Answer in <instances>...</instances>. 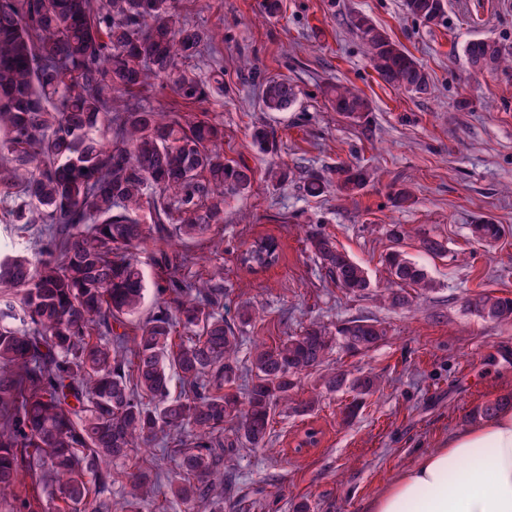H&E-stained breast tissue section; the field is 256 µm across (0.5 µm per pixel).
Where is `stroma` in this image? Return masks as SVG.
Segmentation results:
<instances>
[{"label":"stroma","instance_id":"stroma-1","mask_svg":"<svg viewBox=\"0 0 512 512\" xmlns=\"http://www.w3.org/2000/svg\"><path fill=\"white\" fill-rule=\"evenodd\" d=\"M261 0H191L186 20L215 33L218 51L195 59L203 74H224V91L206 108L224 124V158L255 172L250 193L228 197L223 244H190L206 275L224 268V318L241 310L259 316L242 333L267 343L299 333L312 323L337 331L345 321H381L387 339L355 356L334 348L327 367L370 372L382 379L353 418L346 392L317 395L318 372L302 377L295 397L316 398L306 417L277 409L267 449H236L224 459L236 483L225 492L224 512H368L370 499L420 455L472 426V409L512 392V322L495 323L466 307L471 295L490 291L512 297V62L487 72L470 66L469 40L487 39L512 53V0H448L445 17L426 24L406 14L403 0H282L279 15ZM368 15L411 53L429 76L428 94L385 84L350 24ZM284 76L296 102L285 112L262 108V81ZM356 87L370 101L366 120L336 112L328 85ZM273 131L275 154L252 142L254 127ZM278 161L288 177L271 185L267 169ZM360 167L367 185L348 197L330 189L312 197L310 175L336 165ZM409 189L412 203L395 195ZM501 224L502 236L474 242L469 226L481 217ZM404 235L392 242L389 230ZM321 230L386 286L380 257L399 245L422 264L433 283L411 310H394L377 295L353 298L326 277L307 248ZM434 236L446 254L424 252ZM280 244L278 263L253 273L238 256L255 239ZM317 447L298 449L307 429Z\"/></svg>","mask_w":512,"mask_h":512}]
</instances>
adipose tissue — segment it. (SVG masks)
<instances>
[{"label": "adipose tissue", "mask_w": 512, "mask_h": 512, "mask_svg": "<svg viewBox=\"0 0 512 512\" xmlns=\"http://www.w3.org/2000/svg\"><path fill=\"white\" fill-rule=\"evenodd\" d=\"M369 512H512V410L420 456L370 500Z\"/></svg>", "instance_id": "1"}]
</instances>
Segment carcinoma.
Here are the masks:
<instances>
[{"label":"carcinoma","mask_w":512,"mask_h":512,"mask_svg":"<svg viewBox=\"0 0 512 512\" xmlns=\"http://www.w3.org/2000/svg\"><path fill=\"white\" fill-rule=\"evenodd\" d=\"M404 7L436 23L447 0ZM351 24L386 83L427 91L428 74L385 30L365 14ZM212 42L182 17L180 0H0V210L34 231L31 253L0 252V288L9 289L0 293V501L13 512H112L115 486L130 488L123 512H197L214 480H224V456L267 446L277 407L314 410L313 397L293 401L303 374L338 343L362 353L387 338L381 322L354 318L335 335L312 323L275 344L252 340L224 321L223 267L206 281L183 274L197 260L175 246L215 241L226 195L244 196L254 182L250 168L224 161L223 124L194 110L224 90L223 73L204 77L188 65ZM465 54L479 70L504 59L485 39L467 42ZM327 94L353 120L372 111L352 86ZM295 98L286 77L263 83L266 112H283ZM367 178L340 164L305 190L317 196L333 186L352 196ZM471 234L492 242L502 227L483 217ZM150 240L171 247L153 257L156 310L130 334L146 292L138 248ZM307 244L345 294L373 290L335 237L316 230ZM278 260L273 237L240 254L255 272ZM384 261L391 308H411L432 287L403 251ZM467 308L512 321V298L479 293ZM319 385L353 393L345 407L352 417L381 380L335 368ZM507 408L512 393L478 405L472 418ZM152 448L178 461L175 476L125 466Z\"/></svg>","instance_id":"cac0c4a2"}]
</instances>
